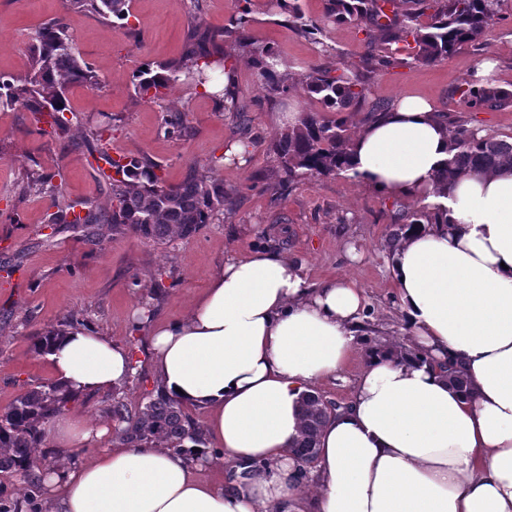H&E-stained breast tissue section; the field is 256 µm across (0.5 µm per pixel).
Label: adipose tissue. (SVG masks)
Returning <instances> with one entry per match:
<instances>
[{"instance_id": "obj_1", "label": "adipose tissue", "mask_w": 512, "mask_h": 512, "mask_svg": "<svg viewBox=\"0 0 512 512\" xmlns=\"http://www.w3.org/2000/svg\"><path fill=\"white\" fill-rule=\"evenodd\" d=\"M448 158L446 126L419 97L352 143L349 177L442 214L406 228L391 268L429 360H400L386 344L364 358L311 469L292 456L302 397L355 356L366 298L351 279L312 285L286 254L250 250L225 259L186 320L152 329L150 357L168 396L208 411V446L225 466L263 472L228 489L186 454L111 445L42 469L51 512H512V171H472L440 193ZM47 359L81 395L134 372L129 349L80 330ZM448 359L467 392L439 369Z\"/></svg>"}]
</instances>
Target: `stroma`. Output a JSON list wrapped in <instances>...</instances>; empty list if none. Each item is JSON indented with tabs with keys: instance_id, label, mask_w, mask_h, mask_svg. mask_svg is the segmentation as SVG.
<instances>
[{
	"instance_id": "35a3bbf8",
	"label": "stroma",
	"mask_w": 512,
	"mask_h": 512,
	"mask_svg": "<svg viewBox=\"0 0 512 512\" xmlns=\"http://www.w3.org/2000/svg\"><path fill=\"white\" fill-rule=\"evenodd\" d=\"M131 0L128 24L73 10L65 0H0V73L28 70L34 32L51 20L73 35L80 56L90 63L94 83H75L66 103L75 115L71 139L40 134L21 109L0 112V409L36 385L52 381L45 356L33 347L37 333L75 316L84 331L99 333L130 349L135 371L116 394L81 397L69 414L92 427L107 425L111 397L131 407L147 402L156 383L148 354L147 329H134L132 314L146 310L151 324L182 320L226 257L272 247L295 258L309 282L354 280L368 301L367 335L372 342H407L392 286V232L410 199H393L345 175L317 176L293 187H274L279 161L274 143L284 132L283 112L312 105L300 88L273 97L264 89L253 55L234 39L222 50L235 62V86L245 111L224 110L208 86L176 84L164 100L147 101L134 91L144 66L177 59L190 22L217 31L236 12V0ZM251 36L276 54L285 70L302 75L310 67L329 70L357 64L368 52L367 37L356 24H329L304 35L288 23L287 11L271 0H253ZM495 63L497 85L512 93V23L491 28L478 46L460 48L433 65L403 63L370 75L375 98L396 104L415 96L437 111L461 116L499 135L512 136V106L471 110L456 92L484 60ZM186 115L192 131L177 138L165 120ZM112 128V152L147 157L162 168L169 185L192 170L215 166L232 193L233 206L195 235L159 245L136 234L92 245L79 234H51L45 220L49 199L19 195L17 181L29 169L61 172L63 197L108 207L97 177L76 143L93 126ZM250 138L246 166L221 163L225 142Z\"/></svg>"
}]
</instances>
